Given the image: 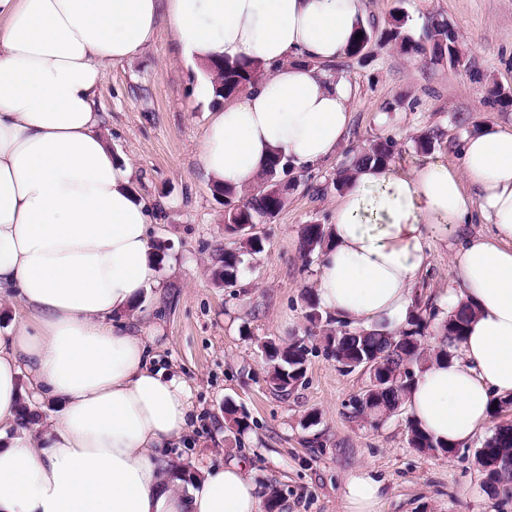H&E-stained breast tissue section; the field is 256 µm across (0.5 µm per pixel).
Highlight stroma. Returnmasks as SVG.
<instances>
[{
  "label": "stroma",
  "mask_w": 512,
  "mask_h": 512,
  "mask_svg": "<svg viewBox=\"0 0 512 512\" xmlns=\"http://www.w3.org/2000/svg\"><path fill=\"white\" fill-rule=\"evenodd\" d=\"M362 2L364 24L377 32L398 13L415 38L430 18L447 20L464 63L404 54L376 38L364 55L327 65L332 78L355 90L347 138L334 158L291 171L283 210L256 227L264 251L245 257L230 285L214 279L234 241L224 234V203L199 160L217 109L200 97V76L165 27L141 53L107 70L94 110L117 159L133 167L137 193L151 208L152 240L164 248L142 302L155 328L150 355L186 381L194 404L190 433L167 454L195 473L244 463L261 494L279 492V512H345L344 485L362 469L382 485V512H512V496L489 493L475 457L500 420L512 421V409L490 416L450 457L409 446L406 411L376 423L356 418L354 399L368 377L329 355L323 336L336 322L307 321L303 292L315 285L320 257L304 258L299 249L304 225L331 222L337 168L372 140H392L393 162L403 168L428 155L456 165L464 135L488 123L512 125V106L488 97L493 86L512 92V0ZM429 133L437 141L424 153L416 140ZM489 230L474 223L432 241L430 266L411 290V309L426 318L429 345L441 342L442 295L456 249L465 234ZM266 340L297 341L306 350L305 377L288 394L268 384ZM228 402L246 431L225 419Z\"/></svg>",
  "instance_id": "35a3bbf8"
}]
</instances>
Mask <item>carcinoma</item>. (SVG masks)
Instances as JSON below:
<instances>
[{
    "label": "carcinoma",
    "mask_w": 512,
    "mask_h": 512,
    "mask_svg": "<svg viewBox=\"0 0 512 512\" xmlns=\"http://www.w3.org/2000/svg\"><path fill=\"white\" fill-rule=\"evenodd\" d=\"M405 20L393 18L392 26L385 31L387 40L395 43L406 54L420 55L432 60L461 62V53L456 45L448 22L437 18L430 20L424 36L416 40L404 29ZM359 39H352L347 54L356 56L367 48L373 32L361 26ZM264 73L246 62L225 66H214L209 78L215 96L227 99L239 92L240 88L262 79ZM394 157V143L390 140H376L358 150L348 164L336 171L333 180L336 190L347 188L352 171L359 165H388ZM288 163L281 159L270 161L266 170L258 177L256 187L246 197L238 198L239 191L231 186H219L215 191L224 195V233L234 238L236 248L224 251L222 268L215 271L220 282L237 280L240 265L246 255L264 251V239L256 232L245 234L237 229L240 224L256 226L272 222L285 205V198L279 194V184L288 176ZM329 244V235L322 224H306L300 234V251L308 258L321 253ZM473 314L467 305L460 306L448 315L442 327L441 345L431 348L425 343V319L412 316L408 328L397 333L385 332L381 327L372 329H338L324 336L327 349L343 367L351 363L372 360L378 364L382 380L369 384L355 399V413L360 418L393 415L400 411L403 396L414 381L416 370L430 358L450 357L464 335L465 328ZM266 353L268 382L271 388L282 394L294 386L305 373V353L296 343L278 344L268 340L262 344ZM408 443L421 453L447 454L453 449L434 441L413 422H408ZM478 466L485 475L486 483L494 491L512 495V422L498 425L494 433L485 439L476 452Z\"/></svg>",
    "instance_id": "carcinoma-1"
}]
</instances>
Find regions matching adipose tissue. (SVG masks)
I'll return each instance as SVG.
<instances>
[{
  "mask_svg": "<svg viewBox=\"0 0 512 512\" xmlns=\"http://www.w3.org/2000/svg\"><path fill=\"white\" fill-rule=\"evenodd\" d=\"M362 0H0V295L25 320L0 333V512H262L245 467L171 476L164 449L189 429L187 383L150 367L126 323L152 278L149 211L93 110L109 66L168 26L203 68L247 61L265 77L208 125L201 168L243 188L276 156L332 158L352 88L324 67L346 53ZM462 168H357L337 199L316 278L337 322L396 330L432 239L471 223L443 301L473 311L452 358L427 363L404 398L435 440L460 446L512 395V128L463 138ZM61 411L39 438L9 437L21 374ZM346 512H380L382 485L349 477Z\"/></svg>",
  "mask_w": 512,
  "mask_h": 512,
  "instance_id": "obj_1",
  "label": "adipose tissue"
}]
</instances>
